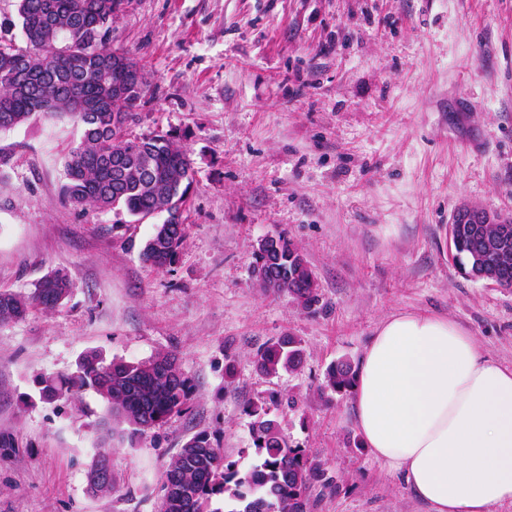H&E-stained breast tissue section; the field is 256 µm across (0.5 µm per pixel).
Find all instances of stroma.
<instances>
[{
    "label": "stroma",
    "instance_id": "35a3bbf8",
    "mask_svg": "<svg viewBox=\"0 0 512 512\" xmlns=\"http://www.w3.org/2000/svg\"><path fill=\"white\" fill-rule=\"evenodd\" d=\"M110 43L150 83L131 133L177 132L191 156L188 236L171 267L144 265L162 216L64 201L70 117L0 131V290L30 293L57 269L73 282L56 310L0 324V512H157L195 434L250 464L245 408L272 394L283 435L338 486L314 487L312 512H427L362 446L350 395L321 387L393 311L448 316L512 366V289L467 279L448 236L464 203L512 217V0H127ZM278 235L312 269L316 311L258 287L253 252ZM283 334L301 340V368L256 371ZM167 351L193 393L144 435L104 429L94 392L39 396L86 354ZM101 447L114 484L94 494Z\"/></svg>",
    "mask_w": 512,
    "mask_h": 512
}]
</instances>
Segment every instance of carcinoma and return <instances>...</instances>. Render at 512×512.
<instances>
[{"label": "carcinoma", "mask_w": 512, "mask_h": 512, "mask_svg": "<svg viewBox=\"0 0 512 512\" xmlns=\"http://www.w3.org/2000/svg\"><path fill=\"white\" fill-rule=\"evenodd\" d=\"M125 0H18V23L25 46L0 43V130L16 128L37 113L69 115L82 126L79 140L65 162L66 202L86 211L122 205L140 218L164 213L163 223L142 252L145 264L165 269L182 249L187 225L183 207L194 181L192 160L177 135L151 133L132 136L128 128L145 104L148 81H129L127 94L112 98V71L137 69L126 50L108 44L112 23ZM498 228L482 224L453 227L454 260L469 279L477 263L495 269L499 286L512 288V264L500 263L487 249ZM273 291H285L304 309L319 302L314 274L299 250L284 236L255 254ZM72 281L50 271L27 296L0 292V323L24 319L34 308L63 304ZM303 360L299 339L284 335L256 352L257 369L276 376L298 369ZM352 364L329 367L325 388L340 393L351 387ZM41 396L55 401L92 389L107 403V418L127 423L144 434L187 409L193 385L171 352L138 362H105L85 356L76 372L45 377ZM252 418L253 456L247 467L224 458V449L206 432L186 441L172 456L165 472L158 512H311L310 490L333 487L323 465L306 448L292 447L266 403L247 408ZM92 492L112 489L108 454L93 459L89 474Z\"/></svg>", "instance_id": "1"}]
</instances>
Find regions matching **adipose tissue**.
I'll list each match as a JSON object with an SVG mask.
<instances>
[{"mask_svg": "<svg viewBox=\"0 0 512 512\" xmlns=\"http://www.w3.org/2000/svg\"><path fill=\"white\" fill-rule=\"evenodd\" d=\"M365 447L430 512L512 505V367L447 316L393 312L350 389Z\"/></svg>", "mask_w": 512, "mask_h": 512, "instance_id": "ef3b65f1", "label": "adipose tissue"}]
</instances>
